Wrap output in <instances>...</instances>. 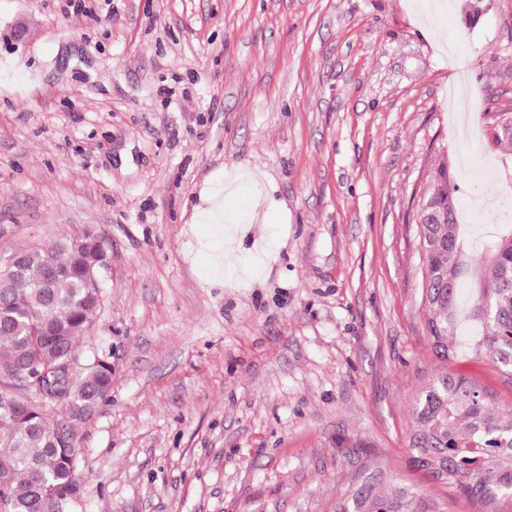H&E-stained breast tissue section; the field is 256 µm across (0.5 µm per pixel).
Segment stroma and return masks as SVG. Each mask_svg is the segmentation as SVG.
Returning a JSON list of instances; mask_svg holds the SVG:
<instances>
[{"label":"stroma","mask_w":512,"mask_h":512,"mask_svg":"<svg viewBox=\"0 0 512 512\" xmlns=\"http://www.w3.org/2000/svg\"><path fill=\"white\" fill-rule=\"evenodd\" d=\"M0 0V247L89 230L112 356L71 512H333L352 478L473 512L408 466L435 368L414 212L439 161L471 251L499 215L512 0ZM466 71L474 132L448 91ZM233 184L232 269L198 251ZM454 372L512 408V375Z\"/></svg>","instance_id":"35a3bbf8"}]
</instances>
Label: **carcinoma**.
Wrapping results in <instances>:
<instances>
[{
	"instance_id": "obj_1",
	"label": "carcinoma",
	"mask_w": 512,
	"mask_h": 512,
	"mask_svg": "<svg viewBox=\"0 0 512 512\" xmlns=\"http://www.w3.org/2000/svg\"><path fill=\"white\" fill-rule=\"evenodd\" d=\"M425 197L440 206V223L416 226L417 240L442 244L425 254L421 300L425 330L439 365L411 401L413 432L409 463L435 482L464 495L474 512H502L512 502V414L500 412L478 381L449 366L472 352L497 367L512 369V224L498 225L486 251L474 259L489 265L469 317L481 321V335L457 340L460 317L455 285L464 273L463 243L456 221V179L444 166ZM104 241L91 233L58 237L46 246L16 243L0 248V259L26 258L9 287L0 291V373L16 378L24 359L42 368L79 357L102 304L98 273ZM112 355L92 352L56 401L32 407L31 394L18 408L0 413V497L9 512H67L79 496L77 469L82 429L100 412L112 388ZM418 502L407 487L356 484L336 512H414Z\"/></svg>"
}]
</instances>
